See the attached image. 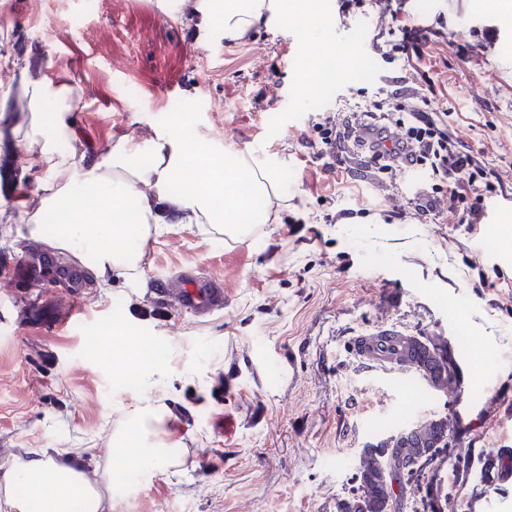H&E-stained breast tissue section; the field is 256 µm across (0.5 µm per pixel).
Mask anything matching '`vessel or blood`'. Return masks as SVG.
I'll use <instances>...</instances> for the list:
<instances>
[{
  "label": "vessel or blood",
  "mask_w": 512,
  "mask_h": 512,
  "mask_svg": "<svg viewBox=\"0 0 512 512\" xmlns=\"http://www.w3.org/2000/svg\"><path fill=\"white\" fill-rule=\"evenodd\" d=\"M160 289L163 297L178 308L199 316H208L224 308V283L217 278L200 280L190 271L181 270L162 281ZM41 315L51 319L57 332L65 333L82 321L84 310L76 304L61 314L48 304Z\"/></svg>",
  "instance_id": "b4317fda"
}]
</instances>
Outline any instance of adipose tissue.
I'll return each mask as SVG.
<instances>
[{
  "label": "adipose tissue",
  "mask_w": 512,
  "mask_h": 512,
  "mask_svg": "<svg viewBox=\"0 0 512 512\" xmlns=\"http://www.w3.org/2000/svg\"><path fill=\"white\" fill-rule=\"evenodd\" d=\"M205 2L231 41L259 24L302 27L312 16V0ZM72 94L48 80L29 89L34 106H52L56 112L52 124L36 118L26 132L42 144L48 178L27 204L23 229L29 237H40L43 217L53 214L58 228L49 246L91 258L100 289H108L112 270L139 267L143 253L130 243L148 237L152 226L208 224L226 235L244 236L253 213L280 193L274 164L231 146L216 155L205 140L187 139L176 119L156 131L149 165L130 167L128 144L120 140L88 166L74 168L56 149L68 128L62 103ZM218 197L224 201L220 209L214 206ZM102 481L98 468L86 466L82 451L36 452L0 472V512H70L76 499L83 512H112V494L101 490ZM20 485L26 486V495H16Z\"/></svg>",
  "instance_id": "1"
}]
</instances>
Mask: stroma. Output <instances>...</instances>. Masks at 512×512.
<instances>
[{
  "label": "stroma",
  "instance_id": "obj_1",
  "mask_svg": "<svg viewBox=\"0 0 512 512\" xmlns=\"http://www.w3.org/2000/svg\"><path fill=\"white\" fill-rule=\"evenodd\" d=\"M329 24L269 29L238 41L202 14L201 0H0V200L13 223L45 169L14 112L30 83L71 87L61 154L87 165L124 139L150 155L156 128L188 115V138L273 161L276 223L255 216L233 240L206 224L150 234L135 278L97 286L91 260L51 251L50 271L82 270L85 321L57 334L31 327L39 303H67L56 280L13 283L12 267L42 239L0 222V467L30 452L88 448L112 486V512H338L351 499L367 444L419 420L445 418L452 445L472 456L512 448V19L488 0H326ZM421 31L419 51L396 29ZM119 44L124 54H102ZM333 55L310 88L316 46ZM400 98H393V91ZM447 115L448 136L472 151L492 187L469 226L467 204L426 210L435 183L393 163L374 173L353 152L327 149L318 123L365 105L419 103ZM189 269L224 281V309L208 318L159 299L156 281ZM121 320L145 334L160 364L151 389L117 369L103 334ZM392 328L444 336L461 349L468 394L429 390L413 373L360 356V337ZM160 420L141 445L171 449L179 468L145 475L112 462L125 409ZM445 512H512V481L484 485L480 464L457 477L441 463Z\"/></svg>",
  "mask_w": 512,
  "mask_h": 512
}]
</instances>
